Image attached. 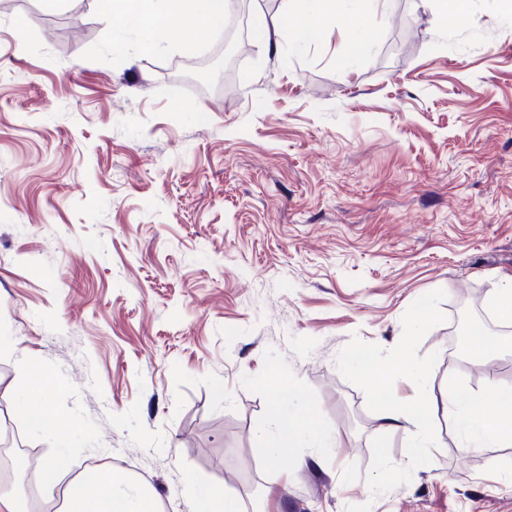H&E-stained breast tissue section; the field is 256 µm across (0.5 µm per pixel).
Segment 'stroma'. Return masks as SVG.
I'll return each instance as SVG.
<instances>
[{"mask_svg": "<svg viewBox=\"0 0 512 512\" xmlns=\"http://www.w3.org/2000/svg\"><path fill=\"white\" fill-rule=\"evenodd\" d=\"M247 3L278 43L224 89L170 74L227 25L145 52L99 0H0V405L38 463H112L163 512L213 483L253 512L255 478L269 512H512V447L462 450L441 405L512 385V355L448 346L461 303L512 283V9L388 0L358 55ZM27 358L64 429L28 421ZM384 399L435 402L426 463ZM277 404L335 447L278 462Z\"/></svg>", "mask_w": 512, "mask_h": 512, "instance_id": "35a3bbf8", "label": "stroma"}]
</instances>
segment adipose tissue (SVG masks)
<instances>
[{
    "instance_id": "adipose-tissue-1",
    "label": "adipose tissue",
    "mask_w": 512,
    "mask_h": 512,
    "mask_svg": "<svg viewBox=\"0 0 512 512\" xmlns=\"http://www.w3.org/2000/svg\"><path fill=\"white\" fill-rule=\"evenodd\" d=\"M143 19L167 27L178 37L187 27L214 24L224 18L225 0H132ZM380 0H305L304 23L315 29L343 16L346 31L355 48L367 43L362 18L378 7ZM448 410L462 433L461 446L477 451L495 445L512 447V386H491L481 394L452 391L448 394ZM432 405L410 411L393 404L384 405L379 414L383 425L402 427L416 441L414 460H421L431 443ZM62 512H160V503L145 484L131 479L121 468L99 467L92 476L72 485L65 494Z\"/></svg>"
}]
</instances>
